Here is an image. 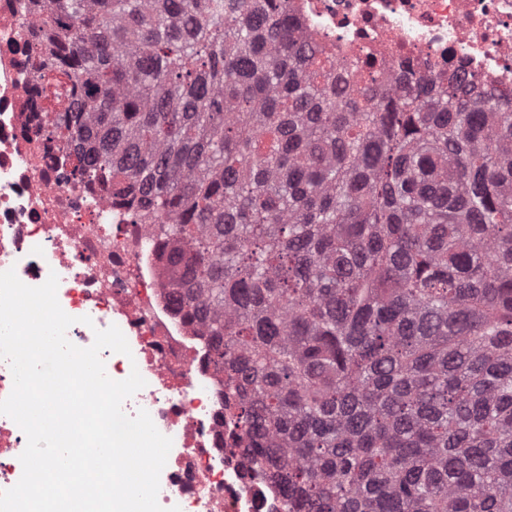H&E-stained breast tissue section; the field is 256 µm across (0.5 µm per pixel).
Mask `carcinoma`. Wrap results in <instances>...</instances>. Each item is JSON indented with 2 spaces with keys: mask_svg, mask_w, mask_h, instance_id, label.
Listing matches in <instances>:
<instances>
[{
  "mask_svg": "<svg viewBox=\"0 0 512 512\" xmlns=\"http://www.w3.org/2000/svg\"><path fill=\"white\" fill-rule=\"evenodd\" d=\"M78 174L170 220L294 512H512V98L362 84L288 0H23Z\"/></svg>",
  "mask_w": 512,
  "mask_h": 512,
  "instance_id": "1",
  "label": "carcinoma"
}]
</instances>
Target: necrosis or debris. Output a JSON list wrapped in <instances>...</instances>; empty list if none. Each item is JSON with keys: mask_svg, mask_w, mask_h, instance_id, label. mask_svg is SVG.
<instances>
[{"mask_svg": "<svg viewBox=\"0 0 512 512\" xmlns=\"http://www.w3.org/2000/svg\"><path fill=\"white\" fill-rule=\"evenodd\" d=\"M307 36L350 76L375 84L462 72L512 95V0H290ZM19 0H0V271L26 285L57 274V299L76 317L67 338L86 348L117 326L130 355L103 350L107 375L139 371L124 401L146 410L172 448L158 502L180 512H285L279 492L245 473L224 427V374L207 332L172 301L161 219L137 220L97 184L75 176L73 150L52 133L32 75L46 49L25 28ZM26 437L0 415V490L22 475Z\"/></svg>", "mask_w": 512, "mask_h": 512, "instance_id": "4bbe7bcc", "label": "necrosis or debris"}]
</instances>
